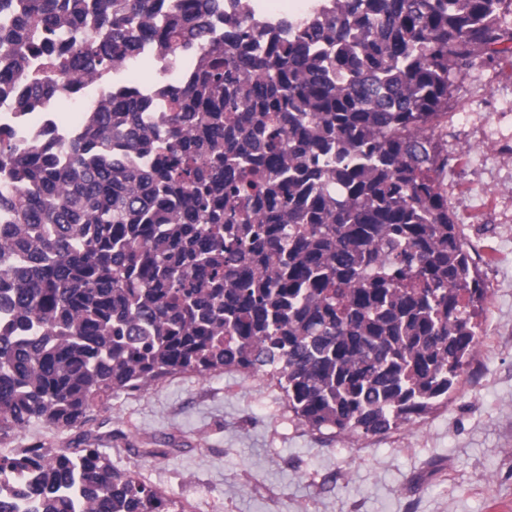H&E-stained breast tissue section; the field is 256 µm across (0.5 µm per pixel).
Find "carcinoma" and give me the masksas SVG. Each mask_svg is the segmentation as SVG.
<instances>
[{
    "label": "carcinoma",
    "mask_w": 512,
    "mask_h": 512,
    "mask_svg": "<svg viewBox=\"0 0 512 512\" xmlns=\"http://www.w3.org/2000/svg\"><path fill=\"white\" fill-rule=\"evenodd\" d=\"M215 0H0V102L140 60L195 74L157 129L128 89L82 136L0 132V424L83 423L180 372L270 371L302 426L388 433L448 399L487 288L438 177L453 78L512 54V0H323L265 44ZM168 512L95 448L0 451V512Z\"/></svg>",
    "instance_id": "obj_1"
}]
</instances>
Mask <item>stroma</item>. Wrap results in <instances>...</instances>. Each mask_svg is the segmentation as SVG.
<instances>
[{"label":"stroma","mask_w":512,"mask_h":512,"mask_svg":"<svg viewBox=\"0 0 512 512\" xmlns=\"http://www.w3.org/2000/svg\"><path fill=\"white\" fill-rule=\"evenodd\" d=\"M454 83L440 189L489 295L447 402L387 434L339 437L298 424L265 373H174L72 429L0 428V449H100L171 512H512V58Z\"/></svg>","instance_id":"stroma-1"}]
</instances>
